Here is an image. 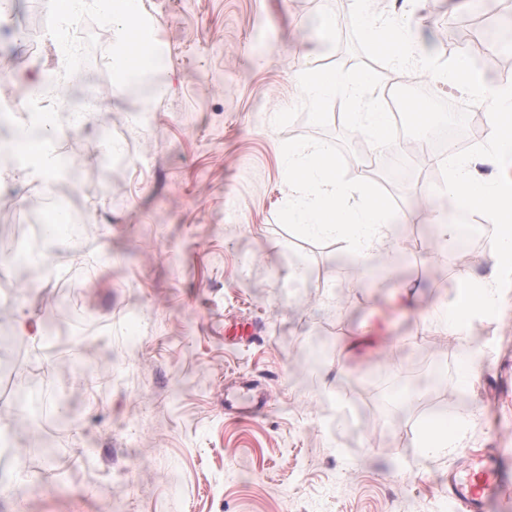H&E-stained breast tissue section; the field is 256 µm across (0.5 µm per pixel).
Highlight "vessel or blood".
I'll list each match as a JSON object with an SVG mask.
<instances>
[{
    "instance_id": "b4317fda",
    "label": "vessel or blood",
    "mask_w": 512,
    "mask_h": 512,
    "mask_svg": "<svg viewBox=\"0 0 512 512\" xmlns=\"http://www.w3.org/2000/svg\"><path fill=\"white\" fill-rule=\"evenodd\" d=\"M448 495L466 512H496L501 501L512 498V455L468 453L464 468L448 473Z\"/></svg>"
}]
</instances>
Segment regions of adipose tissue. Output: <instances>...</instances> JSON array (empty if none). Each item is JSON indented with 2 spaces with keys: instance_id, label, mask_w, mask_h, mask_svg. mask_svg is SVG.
Returning <instances> with one entry per match:
<instances>
[{
  "instance_id": "1",
  "label": "adipose tissue",
  "mask_w": 512,
  "mask_h": 512,
  "mask_svg": "<svg viewBox=\"0 0 512 512\" xmlns=\"http://www.w3.org/2000/svg\"><path fill=\"white\" fill-rule=\"evenodd\" d=\"M113 24L115 52L112 59L115 82L129 83L151 70L153 58L138 29L140 0H99ZM414 13L381 34L378 48L391 63L411 79L427 77L445 86L465 90L475 96L484 110L485 146L472 160L458 163L445 189L453 197L459 217L480 213L482 233L494 272L477 278L458 271L457 286L443 306L445 331L456 345L465 370L462 387H470L485 367V353L470 336L472 321L489 309L506 304L498 286V270L512 268V181L502 182L497 172L512 162L507 152L512 142V76L500 79L496 91L485 94V80L465 61L449 65L447 71L431 70L411 36ZM288 175L292 185L288 197V218L302 231L339 237L347 253L358 265H366L380 253L392 254L391 211L368 177L356 185L344 182L338 162L319 145L289 146ZM465 417L452 415L426 424L410 442L412 453L428 461L460 448Z\"/></svg>"
}]
</instances>
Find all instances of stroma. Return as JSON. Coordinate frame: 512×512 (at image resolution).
Returning <instances> with one entry per match:
<instances>
[{
  "instance_id": "stroma-1",
  "label": "stroma",
  "mask_w": 512,
  "mask_h": 512,
  "mask_svg": "<svg viewBox=\"0 0 512 512\" xmlns=\"http://www.w3.org/2000/svg\"><path fill=\"white\" fill-rule=\"evenodd\" d=\"M0 19V142L21 119L27 87L57 70L43 0H12ZM352 0H141L151 38L166 55L145 91L112 76V20L88 0L76 20L84 52L57 96V112L96 116L76 126L77 180L46 182L30 165L0 164V241L26 243L47 230L54 197L79 212L62 237L55 276L17 285L0 269V512H462L448 471L464 449L512 451V271H493L475 235L472 255L437 261L424 200L450 216L452 197L411 160L400 178L371 179L396 215L397 271L386 255L368 270L343 262L337 238L304 235L285 213L289 144H321L359 174L361 134L347 132L341 101L327 127L274 116L300 101L295 72L360 60L350 49ZM477 0H420L414 33L444 65L448 30L512 29V0H490L495 26L477 22ZM335 37L321 44L322 20ZM303 268L301 282L289 279ZM497 273L509 303L475 322L486 370L457 382L458 354L441 302L458 268ZM239 323L261 327L246 343ZM369 340L351 358L346 341ZM448 370L444 386L409 395L394 416L383 384L409 382L426 360ZM267 389L270 407L225 414L243 380ZM57 396L53 415L31 424L15 400L25 381ZM344 408H337V399ZM454 402L468 420L463 450L422 463L409 438L433 405ZM54 442L52 456L39 454Z\"/></svg>"
}]
</instances>
